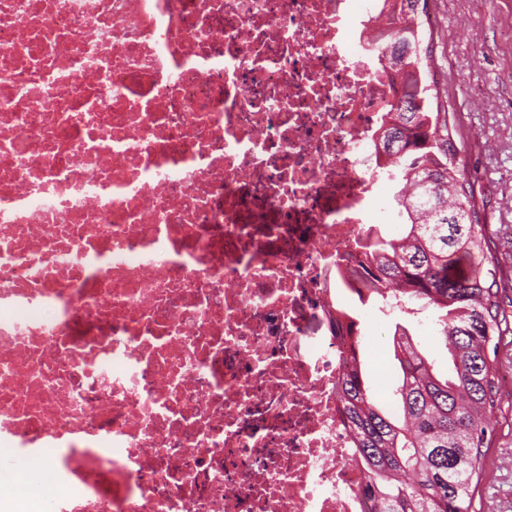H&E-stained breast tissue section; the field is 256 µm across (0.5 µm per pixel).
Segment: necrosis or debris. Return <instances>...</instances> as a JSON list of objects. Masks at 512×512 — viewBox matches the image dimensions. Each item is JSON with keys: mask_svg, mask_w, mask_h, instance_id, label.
I'll return each instance as SVG.
<instances>
[{"mask_svg": "<svg viewBox=\"0 0 512 512\" xmlns=\"http://www.w3.org/2000/svg\"><path fill=\"white\" fill-rule=\"evenodd\" d=\"M379 4L0 0V448L42 512H361Z\"/></svg>", "mask_w": 512, "mask_h": 512, "instance_id": "necrosis-or-debris-1", "label": "necrosis or debris"}]
</instances>
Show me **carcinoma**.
Masks as SVG:
<instances>
[{
    "instance_id": "obj_1",
    "label": "carcinoma",
    "mask_w": 512,
    "mask_h": 512,
    "mask_svg": "<svg viewBox=\"0 0 512 512\" xmlns=\"http://www.w3.org/2000/svg\"><path fill=\"white\" fill-rule=\"evenodd\" d=\"M388 23L377 37V60L391 77L376 152L402 183L399 204L408 223L390 239L372 237L363 265L361 304L415 302L441 325L448 370L395 330L393 357L401 372L395 389L402 421L376 404L364 365L359 319L346 323L349 364L339 381L354 459L363 472L364 512H477L476 494L496 407L494 355L512 335L497 287L499 259L481 224L464 176L448 109L431 111L424 78L429 48L422 31L427 0H382Z\"/></svg>"
}]
</instances>
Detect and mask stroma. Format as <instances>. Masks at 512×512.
Segmentation results:
<instances>
[{"label": "stroma", "instance_id": "obj_1", "mask_svg": "<svg viewBox=\"0 0 512 512\" xmlns=\"http://www.w3.org/2000/svg\"><path fill=\"white\" fill-rule=\"evenodd\" d=\"M433 29L430 80L461 120L471 147L465 174L478 201L496 254L502 260L501 291L512 315V0H429ZM437 360L446 350L437 316L374 314L366 324L371 350L365 362L379 406L399 417L394 394L400 372L392 352L396 326ZM499 406L490 425L481 512H512V345L501 349Z\"/></svg>", "mask_w": 512, "mask_h": 512}]
</instances>
